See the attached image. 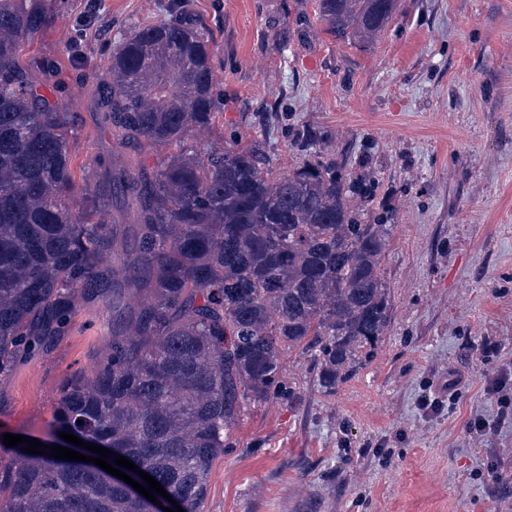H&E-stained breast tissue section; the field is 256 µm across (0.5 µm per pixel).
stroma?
<instances>
[{
  "label": "stroma",
  "instance_id": "35a3bbf8",
  "mask_svg": "<svg viewBox=\"0 0 512 512\" xmlns=\"http://www.w3.org/2000/svg\"><path fill=\"white\" fill-rule=\"evenodd\" d=\"M56 4L22 55L51 58V94L82 114L79 167L110 139L90 113L93 76L135 28L179 21L207 33L220 90L198 148L251 147L278 178L343 161L362 221L390 227L386 334L330 395L309 358L284 355L294 402L249 409L203 512H512V423L465 431L496 418L487 379L512 365V0H399L368 42L329 34L315 0ZM108 319L77 316L52 353L0 378V436L44 437L62 382L103 357ZM485 340L498 356L482 359ZM452 372L454 408L425 412Z\"/></svg>",
  "mask_w": 512,
  "mask_h": 512
}]
</instances>
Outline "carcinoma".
<instances>
[{
	"label": "carcinoma",
	"instance_id": "obj_1",
	"mask_svg": "<svg viewBox=\"0 0 512 512\" xmlns=\"http://www.w3.org/2000/svg\"><path fill=\"white\" fill-rule=\"evenodd\" d=\"M397 8L316 0L330 33L358 40ZM55 18L52 0H0V376L112 303L108 352L63 383L41 443L65 432L110 449L201 512L248 409L294 398L285 353L310 357L332 394L388 329V225L359 222L337 160L273 180L254 150L187 147L219 90L207 36L176 22L112 52L95 102L112 149L77 186L81 113L41 93L52 62L20 55ZM0 512L155 509L102 468L0 443Z\"/></svg>",
	"mask_w": 512,
	"mask_h": 512
}]
</instances>
